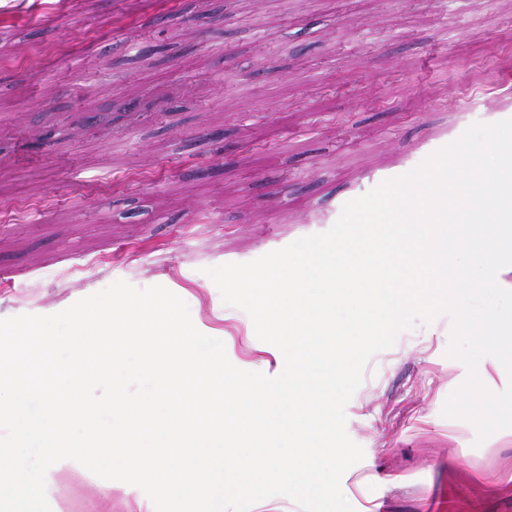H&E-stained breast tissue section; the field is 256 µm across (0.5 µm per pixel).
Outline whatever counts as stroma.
Segmentation results:
<instances>
[{"label":"stroma","instance_id":"obj_1","mask_svg":"<svg viewBox=\"0 0 512 512\" xmlns=\"http://www.w3.org/2000/svg\"><path fill=\"white\" fill-rule=\"evenodd\" d=\"M506 119L512 0H0V319L161 285L233 365L277 376L281 352L206 268L326 232ZM450 332L440 316L368 361L345 408L354 512H512V428L481 442L442 414L467 376ZM107 487L138 512L87 470L47 497L96 512Z\"/></svg>","mask_w":512,"mask_h":512}]
</instances>
